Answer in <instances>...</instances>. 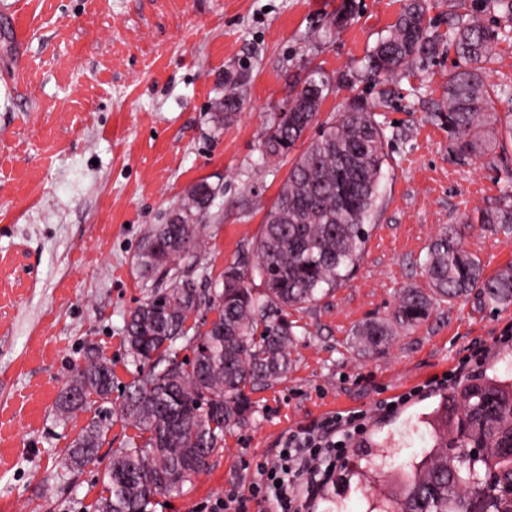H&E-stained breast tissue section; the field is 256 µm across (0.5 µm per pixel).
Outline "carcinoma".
I'll return each instance as SVG.
<instances>
[{
  "instance_id": "cac0c4a2",
  "label": "carcinoma",
  "mask_w": 512,
  "mask_h": 512,
  "mask_svg": "<svg viewBox=\"0 0 512 512\" xmlns=\"http://www.w3.org/2000/svg\"><path fill=\"white\" fill-rule=\"evenodd\" d=\"M458 7L464 13L444 35L425 23L426 0H409L392 32L368 55L366 72L381 84L406 75L414 60L436 55L445 44L454 48L463 64L448 73V106L433 117L448 127L457 153L467 158L490 149L500 123L492 107L495 89L477 67L498 37L482 14L498 10L499 18L512 25V0H471L469 5L459 0ZM245 83L242 75L225 81L220 121L236 114ZM328 90V81L317 71L296 76L289 94L294 111L286 121L274 118L264 141L265 157L288 155L312 125ZM385 161L384 133L371 107L354 104L325 124L289 169L251 255L225 267L222 287L208 292L175 273L181 261L200 253L202 228L218 186L206 178L193 184L187 202L148 233L138 262L169 285L152 291L125 324L127 351L138 371L124 386L120 413L137 430L139 441L112 452L96 512H151L155 495L177 492L208 469L224 447V428L248 411L245 390L286 376L295 333L288 321L269 320V311L316 303L347 280L369 236ZM481 223L512 229V206L484 212ZM424 271L430 293L408 288L390 319L358 326L355 339L362 352L384 353L396 328L417 326L435 304L475 288L495 304L512 303V268L485 275L453 226L430 245ZM251 275L259 277L260 288L246 282ZM203 305L217 312L216 320L203 332L195 325L186 328ZM191 329L196 344L193 358L185 361L175 344L190 342ZM112 385V363L99 354L86 355L58 398V415L66 418L83 409L92 395L109 401ZM504 386L508 381L489 378L483 389L463 391L464 415L480 411L487 392L496 394L503 408H512ZM104 429L102 418H91L72 440L67 463L83 467L97 461ZM486 437L490 451L482 469L512 476V460L495 452V428H487ZM455 466L448 431H440L434 445L409 465L391 512H467L472 490L457 477ZM485 497L489 512H512V500L499 497L494 482L485 484Z\"/></svg>"
}]
</instances>
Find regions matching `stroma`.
<instances>
[{"label":"stroma","instance_id":"stroma-1","mask_svg":"<svg viewBox=\"0 0 512 512\" xmlns=\"http://www.w3.org/2000/svg\"><path fill=\"white\" fill-rule=\"evenodd\" d=\"M403 0H0V512H94L112 452L135 435L120 413L136 367L124 326L157 288L136 256L167 223L192 183L220 185L203 229L204 250L178 274L199 287L251 251L294 161L263 162L262 141L285 105L294 74L318 69L331 89L295 145L355 101L371 105L387 162L372 230L349 279L319 302L289 309L296 333L278 383L250 391L244 418L224 431V450L182 491L159 494L153 512H202L256 466L290 430L333 413L363 410L367 433L315 499V512H368L381 484L434 443L425 415L448 409L456 429L462 390L512 375V304L479 291L436 304L429 319L396 330L389 349L366 355L357 326L390 317L404 289H428L424 262L448 227L486 274L512 266V232L479 221L512 202V140L459 160L435 113L446 105L451 49L413 62L387 96L368 81L366 57L388 35ZM351 9L347 24L333 18ZM483 68L500 90L493 107L512 120V32L499 33ZM246 74L233 120L217 124L225 76ZM485 347L475 361L477 347ZM96 351L112 361L109 430L100 462L64 464L92 418L63 419L56 400L76 363ZM447 376L440 390L427 380ZM412 393L409 404L385 402ZM389 456L385 474L363 471Z\"/></svg>","mask_w":512,"mask_h":512}]
</instances>
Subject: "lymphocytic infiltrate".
<instances>
[{
  "label": "lymphocytic infiltrate",
  "instance_id": "f902f5d3",
  "mask_svg": "<svg viewBox=\"0 0 512 512\" xmlns=\"http://www.w3.org/2000/svg\"><path fill=\"white\" fill-rule=\"evenodd\" d=\"M366 429L365 414L353 410L290 431L283 454L257 465L258 478L248 490L229 489L211 512H248L252 501L270 504L274 512H310L316 491Z\"/></svg>",
  "mask_w": 512,
  "mask_h": 512
}]
</instances>
